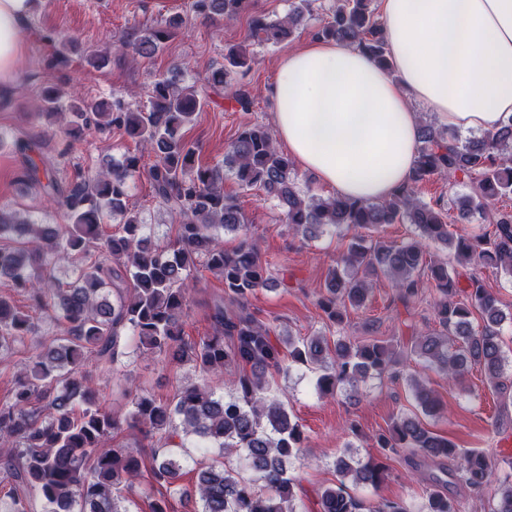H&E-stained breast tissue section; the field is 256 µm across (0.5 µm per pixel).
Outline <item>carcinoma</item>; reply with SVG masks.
<instances>
[{"instance_id": "carcinoma-1", "label": "carcinoma", "mask_w": 512, "mask_h": 512, "mask_svg": "<svg viewBox=\"0 0 512 512\" xmlns=\"http://www.w3.org/2000/svg\"><path fill=\"white\" fill-rule=\"evenodd\" d=\"M246 0H192L197 14L232 20ZM312 0H293L288 15L278 20L255 17L248 38L279 43L312 16ZM315 36L354 45L387 68L382 26L373 0H336L321 20ZM167 32L163 29L118 45L127 55L153 56ZM254 57L248 45L227 48L224 68L211 73L207 83L224 88L227 98L242 109L249 95L237 86L235 76L251 69ZM202 107L192 86H179L169 78L157 79L148 103L132 110L117 100L74 98L62 104L51 86L40 94V111L56 115L66 110L67 131L77 133L91 125L115 127L139 145L150 148L155 161L149 176L153 192L179 218L177 239L161 245L144 233V224L129 207L130 181L141 171V155L89 174L78 171L66 189L60 187L50 167L29 160V179L62 195L67 224H18L0 209V279L26 295L23 311L8 296H0V349L30 341L31 365L15 380L9 402L0 406V445L13 448L5 461L14 485L11 512H30L29 497L37 496L50 512H122V491L140 469V449L108 445L121 421L101 406L99 394L86 374V366L106 367L117 362L121 333L129 328L138 336L141 353L165 354L190 362L200 380L185 386L174 402H161L140 394L132 399L130 427L146 434L178 432L194 435L242 457L249 475L230 466L208 465L198 470L193 490L175 483L179 464L154 455V475L167 485L169 496L179 495L190 512H301L295 479L287 463L303 452L298 421L285 404L267 397V374L288 370L286 361L318 372L321 394L355 391L368 378L402 376L404 365L416 358L436 369L448 381L460 380L471 366L483 369L489 383L506 390L501 381L505 358L501 349L499 299L478 277L459 289L454 269L426 251L434 243L460 262L492 268L512 276V213L491 209L512 195V115L494 133L463 141L436 124H420L417 160L410 184L383 202L324 197L298 184L294 160L276 146L271 129L245 124L224 155V166H203L197 149L181 130L192 124ZM230 172L243 189L259 188L276 201L283 220L305 239H315L329 228L354 230L342 265L328 269L325 288L317 299L327 319L338 325L348 309L368 300L369 278H390L395 298L410 307L418 296L417 275L428 272L435 290L434 316L438 328L412 337L399 349L381 340L354 342L340 336L329 347L322 336L296 340L288 337V355L281 342L272 340L269 325L247 306L248 297L265 288L272 278L270 263L257 243L244 235L227 250L214 239L221 227L241 233L246 215L237 198L224 192V172ZM433 177H446L469 187L456 207V221H487L493 233L455 234L440 205L417 195L418 185ZM121 217L118 233L102 235L104 217ZM414 226L415 238L400 245L379 236L386 224ZM81 261L78 277L66 285L55 282L51 270L67 261ZM203 265L224 280V299L237 306L229 315L224 304L214 306L212 333L197 341L183 337L182 319L188 304L189 282ZM116 291L115 298L107 293ZM479 312L483 324L472 322ZM54 315L63 335L47 342L33 335L39 315ZM244 367L230 380L241 396L217 398L209 385L211 374L224 364ZM416 410L397 415L385 433L376 437L382 455L406 447L438 462L440 474L421 506L412 510L403 502L385 501L373 512H461V504L438 490L459 478L476 495L491 485L495 468L483 452H462L448 438L434 432L425 421L440 413L434 393L417 379L411 380ZM340 483L324 488L319 512H365L366 505L346 487H375L384 467L362 461L351 449L336 463ZM490 512H512V472L497 479Z\"/></svg>"}]
</instances>
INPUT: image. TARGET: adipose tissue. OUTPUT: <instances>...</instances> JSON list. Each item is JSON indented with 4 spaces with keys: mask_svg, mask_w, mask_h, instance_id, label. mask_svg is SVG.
I'll return each mask as SVG.
<instances>
[{
    "mask_svg": "<svg viewBox=\"0 0 512 512\" xmlns=\"http://www.w3.org/2000/svg\"><path fill=\"white\" fill-rule=\"evenodd\" d=\"M34 0H0V84L9 85ZM391 70L311 39L277 63L272 120L301 169L343 198L406 186L426 107L438 124L489 133L512 115V0H380Z\"/></svg>",
    "mask_w": 512,
    "mask_h": 512,
    "instance_id": "ef3b65f1",
    "label": "adipose tissue"
}]
</instances>
